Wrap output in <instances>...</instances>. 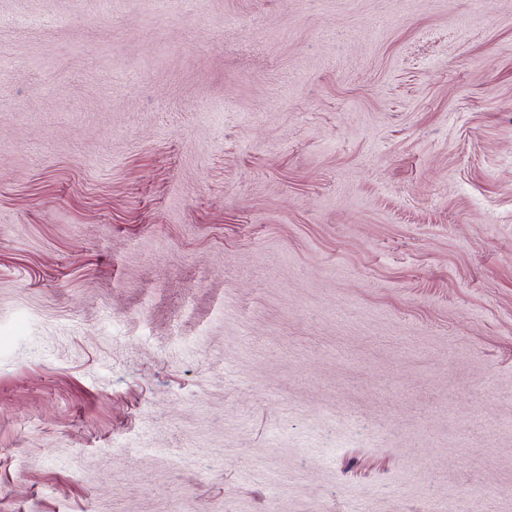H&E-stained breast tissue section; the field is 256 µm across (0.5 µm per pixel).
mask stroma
Listing matches in <instances>:
<instances>
[{"label": "stroma", "instance_id": "1", "mask_svg": "<svg viewBox=\"0 0 512 512\" xmlns=\"http://www.w3.org/2000/svg\"><path fill=\"white\" fill-rule=\"evenodd\" d=\"M512 512V0H0V512Z\"/></svg>", "mask_w": 512, "mask_h": 512}]
</instances>
